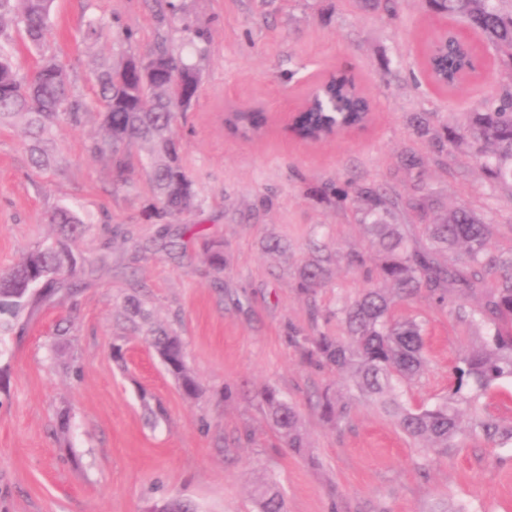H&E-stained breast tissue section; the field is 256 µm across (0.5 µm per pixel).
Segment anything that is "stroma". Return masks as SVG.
Segmentation results:
<instances>
[{"mask_svg": "<svg viewBox=\"0 0 512 512\" xmlns=\"http://www.w3.org/2000/svg\"><path fill=\"white\" fill-rule=\"evenodd\" d=\"M178 2L182 12L161 23L147 0H54L42 52L65 65L74 92L88 102L103 63L146 51L158 37L198 65V98L178 127L200 206L168 229L181 235L182 255L162 252L160 225L141 217L150 196L144 172L114 190L108 159L91 153L98 114L78 126L59 122L57 163L45 170L30 166L19 127L0 126V273L54 236L49 216L63 204L89 225L78 250L94 256L103 243L112 248L111 265L97 268L75 303L41 306L24 336L0 337V512H149L174 497L192 498L201 512H255L251 488L260 476L278 483L288 512H430L447 498L472 512H512V448L452 451L421 476L414 449L374 406L359 405L340 432L322 420L315 393L338 377L308 363L291 336L308 328L310 303L332 308L368 286L341 260L306 298L298 271L310 241L341 256L375 255L351 213L307 187L354 179L404 193L401 157L420 146L413 113L462 124L501 80L493 48L479 42L483 70L442 93L410 79L442 23L424 0H399L393 19L355 0ZM91 25L93 39L86 36ZM191 28L204 34L199 45L187 41ZM127 29L132 41L120 42ZM344 69L373 102L368 128L320 143L287 136L289 114L309 84ZM234 105L261 106L265 132L228 133L224 120ZM425 177L448 207L477 205L486 191L482 172L459 154L428 160ZM118 224L133 230L132 240L109 238L107 226ZM206 239L223 245L221 278L209 271ZM272 239L287 250L266 249ZM133 273L152 326L182 338L202 388L198 399L182 394L143 330L128 321ZM399 311L429 321L428 368L410 395L442 396L458 350L477 335L424 297ZM267 387L297 405L319 467L275 437L259 398Z\"/></svg>", "mask_w": 512, "mask_h": 512, "instance_id": "stroma-1", "label": "stroma"}]
</instances>
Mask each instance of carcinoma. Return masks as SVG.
Wrapping results in <instances>:
<instances>
[{"instance_id": "obj_1", "label": "carcinoma", "mask_w": 512, "mask_h": 512, "mask_svg": "<svg viewBox=\"0 0 512 512\" xmlns=\"http://www.w3.org/2000/svg\"><path fill=\"white\" fill-rule=\"evenodd\" d=\"M399 0H357L367 10L397 13ZM430 11L461 21L483 36L500 55L505 70L498 90L457 128L438 125L432 113L411 117L416 139L438 158L462 151L490 181L485 212L468 205L448 210L424 180L426 156L411 149L401 160L411 174L405 194L376 183L334 181L311 190L342 208L352 204L358 221L379 255L370 265L357 251L346 255L349 266L363 271L365 288L351 302L334 311L311 303V333L301 344L311 363L329 367L345 378L338 389L322 387L317 406L334 428H346L357 404L380 408L416 448L417 470L425 475L435 456L469 442L512 447V419L484 402L490 392L512 381V250L493 242V200L499 190L512 193V0H425ZM52 0H0V22L14 15L29 46L40 48L51 30ZM471 65L468 48L456 41L435 38L426 51L428 76L446 88H455ZM17 57L0 46V124H20L31 162L38 168L55 162L54 130L61 119L78 125L90 110L70 89L65 67L52 57H41L32 76L20 74ZM100 135L90 150L109 156L112 184H129L135 161L145 162L151 198L142 215L147 220L171 222L199 205L195 183L180 162L174 123L195 101L200 76L196 66L174 55L160 37L144 54H126L98 75ZM366 111L352 80L333 76L316 102L300 116V134L319 139L332 130L357 128ZM261 112H243L229 120L242 135L261 132ZM56 236L28 248L22 259L0 274V333L24 335L28 318L40 305L62 304L85 287L83 276L108 262L106 252L93 259L75 253L70 243L83 231L80 213L56 207L49 217ZM312 256L300 270L298 288L312 295L324 286L337 255L314 244ZM389 284L391 289L377 287ZM424 296L451 318L471 329L487 328L474 347L458 352L448 380V394L437 402L410 405L399 391L403 383L418 380L425 371L424 335L427 321L419 315L398 317L395 306ZM336 319L339 336L319 331V322ZM150 345L168 359L167 369L189 398L200 395L195 377L183 363L181 338L153 329ZM272 425L286 447L307 462L308 451L297 408L275 389L261 394ZM256 512H288L276 483L258 480L252 489ZM150 512H198L189 499L172 498L154 504Z\"/></svg>"}]
</instances>
